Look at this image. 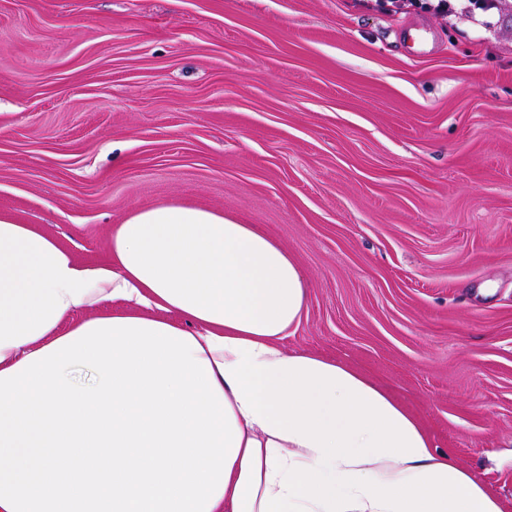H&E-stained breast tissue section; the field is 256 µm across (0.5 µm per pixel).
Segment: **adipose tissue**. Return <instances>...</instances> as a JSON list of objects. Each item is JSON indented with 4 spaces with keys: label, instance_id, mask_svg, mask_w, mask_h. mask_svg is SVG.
Segmentation results:
<instances>
[{
    "label": "adipose tissue",
    "instance_id": "1",
    "mask_svg": "<svg viewBox=\"0 0 512 512\" xmlns=\"http://www.w3.org/2000/svg\"><path fill=\"white\" fill-rule=\"evenodd\" d=\"M306 297L285 249L220 212L133 210L97 265L0 213V371L77 331L74 312L92 305L105 320L153 310L193 323L242 433L211 512H503L365 376L281 347Z\"/></svg>",
    "mask_w": 512,
    "mask_h": 512
}]
</instances>
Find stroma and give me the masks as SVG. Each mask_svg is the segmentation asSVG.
<instances>
[{
    "label": "stroma",
    "instance_id": "1",
    "mask_svg": "<svg viewBox=\"0 0 512 512\" xmlns=\"http://www.w3.org/2000/svg\"><path fill=\"white\" fill-rule=\"evenodd\" d=\"M164 201L280 244L309 284L284 348L364 373L512 512V8L0 0V212L102 264Z\"/></svg>",
    "mask_w": 512,
    "mask_h": 512
}]
</instances>
